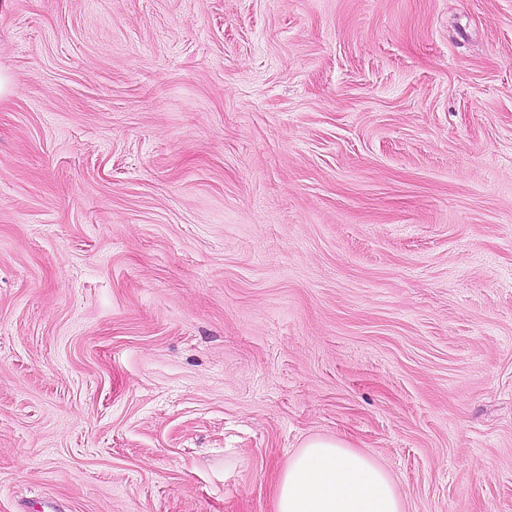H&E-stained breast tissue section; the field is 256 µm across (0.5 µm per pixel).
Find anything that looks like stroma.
<instances>
[{
  "label": "stroma",
  "mask_w": 512,
  "mask_h": 512,
  "mask_svg": "<svg viewBox=\"0 0 512 512\" xmlns=\"http://www.w3.org/2000/svg\"><path fill=\"white\" fill-rule=\"evenodd\" d=\"M0 512H274L314 437L512 512V0H10Z\"/></svg>",
  "instance_id": "35a3bbf8"
}]
</instances>
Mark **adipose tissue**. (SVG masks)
Masks as SVG:
<instances>
[{
    "label": "adipose tissue",
    "instance_id": "adipose-tissue-1",
    "mask_svg": "<svg viewBox=\"0 0 512 512\" xmlns=\"http://www.w3.org/2000/svg\"><path fill=\"white\" fill-rule=\"evenodd\" d=\"M275 512H403L389 473L340 440L315 437L286 463Z\"/></svg>",
    "mask_w": 512,
    "mask_h": 512
}]
</instances>
